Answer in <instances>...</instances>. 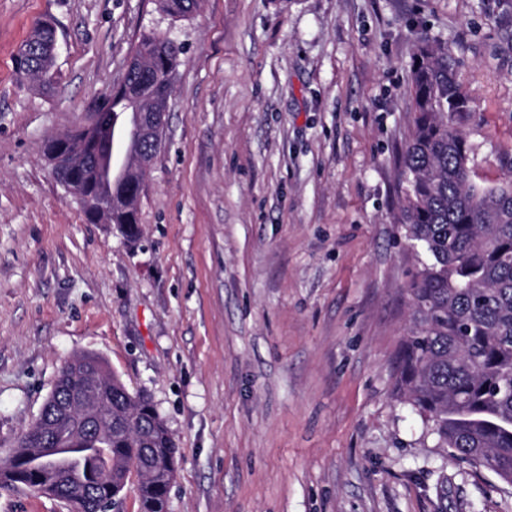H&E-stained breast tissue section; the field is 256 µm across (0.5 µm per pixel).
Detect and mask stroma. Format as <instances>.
I'll return each instance as SVG.
<instances>
[{"mask_svg":"<svg viewBox=\"0 0 512 512\" xmlns=\"http://www.w3.org/2000/svg\"><path fill=\"white\" fill-rule=\"evenodd\" d=\"M55 24V82L20 80ZM185 52L138 235L90 222L45 146L140 35ZM472 98V168L512 169V0H0V462L64 364L101 357L177 448L167 512H512L395 390L419 258L394 221L421 41ZM0 512H70L23 486ZM160 10L172 18H186L192 15L199 0H158ZM47 22L39 23L35 26L30 38L20 49L17 57V72L21 75V69L25 66L28 72L44 71L52 76L45 83L51 85L55 76L54 62L48 53V45L52 41V35L46 27ZM26 47L25 52H21Z\"/></svg>","mask_w":512,"mask_h":512,"instance_id":"obj_1","label":"stroma"}]
</instances>
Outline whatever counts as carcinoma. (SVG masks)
<instances>
[{
	"mask_svg": "<svg viewBox=\"0 0 512 512\" xmlns=\"http://www.w3.org/2000/svg\"><path fill=\"white\" fill-rule=\"evenodd\" d=\"M199 0H158L172 18L192 15ZM52 35L35 26L17 69L55 75ZM184 47L153 30L132 50L146 67L107 99L112 117L167 98ZM412 130L401 151L406 183L396 217L425 255L408 288L414 327L395 356L397 393L424 417L454 457L512 478V179L483 184L470 166L463 129L470 96L457 81L448 49L421 42L411 70ZM89 149L84 132L51 139L50 162ZM65 192L97 220L112 195L111 224L138 232L139 181H110L104 156L75 172L57 171ZM59 397L47 400L53 431L34 421L0 465V486L22 485L67 503L83 492L85 512H108L136 472L140 512H167L176 448L162 417L128 390L95 354L63 369Z\"/></svg>",
	"mask_w": 512,
	"mask_h": 512,
	"instance_id": "carcinoma-1",
	"label": "carcinoma"
}]
</instances>
